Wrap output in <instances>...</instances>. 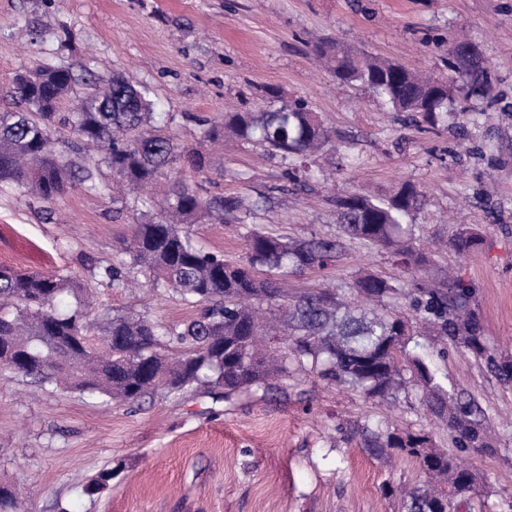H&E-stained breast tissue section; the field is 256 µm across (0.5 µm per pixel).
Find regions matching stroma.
<instances>
[{
    "label": "stroma",
    "instance_id": "35a3bbf8",
    "mask_svg": "<svg viewBox=\"0 0 512 512\" xmlns=\"http://www.w3.org/2000/svg\"><path fill=\"white\" fill-rule=\"evenodd\" d=\"M465 35L480 52L492 97L443 114L422 132L367 88L342 83L316 48L333 41L449 75L448 49ZM70 64L98 76L118 72L148 85L156 118L178 142L204 140L205 120L263 112L278 88L304 98L332 136L322 168L333 182L286 190L285 166L267 151L225 140L208 172L169 170L204 197L244 196V220L189 228L192 243L228 261L245 256L252 229L286 239L338 235L334 197L388 198L408 183L423 195L407 225L417 244L452 240L462 226L481 243L435 254L475 290L472 302L489 348L512 353V0H0V87L16 71ZM74 186L52 202L0 191V265L63 273L93 292L99 314H132L162 324L194 307L146 283L125 248L143 209ZM343 263L282 278L289 295L330 281L353 296L363 274L398 292L390 310L408 312V281L387 250L346 243ZM123 263L126 287L106 267ZM415 350L448 391L474 399L495 428V453L458 448L418 391L393 405L292 371L270 389L230 397L157 392L135 404L42 387L0 369V482L26 498L28 512H402L389 487L423 477L409 457L375 454L363 426L383 423L427 434L477 476L475 512H512V384L468 350L414 337ZM122 470L103 492L86 480L109 463Z\"/></svg>",
    "mask_w": 512,
    "mask_h": 512
}]
</instances>
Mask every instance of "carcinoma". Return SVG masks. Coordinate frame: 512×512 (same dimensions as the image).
Wrapping results in <instances>:
<instances>
[{"label":"carcinoma","instance_id":"1","mask_svg":"<svg viewBox=\"0 0 512 512\" xmlns=\"http://www.w3.org/2000/svg\"><path fill=\"white\" fill-rule=\"evenodd\" d=\"M467 49V43L459 42L451 50L458 92L467 99H488L492 87L486 68L464 67ZM317 55L336 78L368 87L422 131L436 126L453 103L448 86L394 61L339 44L325 45ZM77 85L70 65H39L27 81L13 75L0 93V188L45 201L66 191L68 170L53 147V133L60 126L73 128L79 152L100 154L112 169L115 203L137 196L178 164L198 174L207 168L205 154L180 147L157 125L146 87L137 88L116 73L96 78L93 91L81 96ZM71 95L78 97L76 111L60 112ZM226 132L287 162L285 175L297 187L302 186L299 169L315 162L331 140L301 98L271 111L233 112L224 123L209 127L205 137L217 143ZM334 203L342 236L284 241L253 231L246 237L245 259L230 263L195 247L181 225L201 215L222 224L224 217L247 215L250 209L236 197L207 199L181 181L165 192L160 214L141 213L129 256L153 286H165L186 304L202 307L198 314L172 325L125 314L99 321L86 309L88 289L73 278L1 265L0 350L9 351L13 373L41 386L122 402L193 387L222 389L228 397L241 389L264 388L269 379L288 376L292 367L391 403L419 382L427 407L446 422L456 444L494 451L478 407L449 392L409 349L412 337L403 317L376 309L396 292L388 280L357 278V293L375 304L359 308L325 288L290 298L278 279L262 276L273 270L288 275L334 266L346 255L345 237L391 250L395 263L410 273L429 263L428 254L403 239L402 224L421 206L414 187H402L385 202L348 194ZM478 244V235L464 227L451 247L463 254ZM66 294L77 306L59 313L53 302ZM406 297L415 318L432 327L440 342L486 357L500 381L512 382V356L499 355L483 342L471 307L472 288L450 273H438L418 280ZM171 343L180 349L168 357L161 347ZM365 431L376 454H406L427 477L401 492L405 512H454L457 500L475 494L474 473L455 457L430 449L428 436L400 434L387 425H367ZM113 472L112 467L102 469L85 492L106 488ZM0 512H21L18 493L9 486L0 485Z\"/></svg>","mask_w":512,"mask_h":512}]
</instances>
